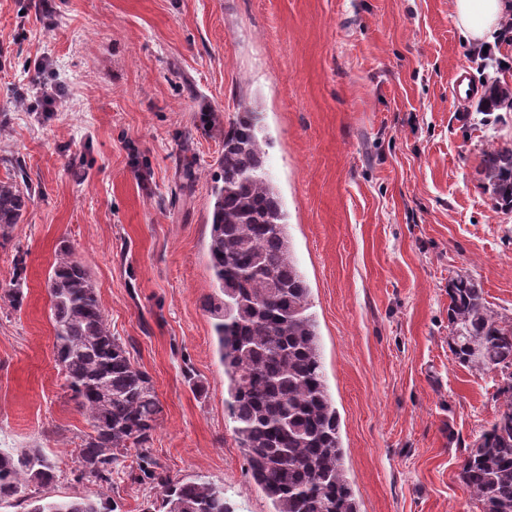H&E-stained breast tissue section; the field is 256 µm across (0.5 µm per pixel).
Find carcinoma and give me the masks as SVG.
I'll return each mask as SVG.
<instances>
[{
    "mask_svg": "<svg viewBox=\"0 0 512 512\" xmlns=\"http://www.w3.org/2000/svg\"><path fill=\"white\" fill-rule=\"evenodd\" d=\"M483 109H512V82L494 78ZM268 146L255 112L224 131L210 186L208 260L223 298L208 301L228 398L250 480L273 512H359L344 465L340 419L326 381L310 288L292 250L287 214L266 168ZM479 180L497 208L512 212V147L490 145ZM30 195L0 180V236L20 222ZM58 365L71 399L93 432L76 449L79 477L112 486V466L137 452L144 477L160 489L158 512H234L224 487L201 476L153 469V433L163 413L149 376L112 335L84 265L68 247L48 281ZM448 347L473 372L498 371L502 405L469 448L460 473L482 512H512V317L487 305L469 276L448 281ZM57 478L40 450L0 448V503L30 502L28 512H113L109 494L31 500Z\"/></svg>",
    "mask_w": 512,
    "mask_h": 512,
    "instance_id": "carcinoma-1",
    "label": "carcinoma"
}]
</instances>
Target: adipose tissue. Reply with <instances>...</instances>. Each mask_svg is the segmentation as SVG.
I'll list each match as a JSON object with an SVG mask.
<instances>
[{
  "label": "adipose tissue",
  "mask_w": 512,
  "mask_h": 512,
  "mask_svg": "<svg viewBox=\"0 0 512 512\" xmlns=\"http://www.w3.org/2000/svg\"><path fill=\"white\" fill-rule=\"evenodd\" d=\"M456 24L470 43L494 42L503 19L512 13V0H452Z\"/></svg>",
  "instance_id": "adipose-tissue-1"
}]
</instances>
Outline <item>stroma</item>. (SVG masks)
Listing matches in <instances>:
<instances>
[{"mask_svg": "<svg viewBox=\"0 0 512 512\" xmlns=\"http://www.w3.org/2000/svg\"><path fill=\"white\" fill-rule=\"evenodd\" d=\"M462 65L485 89L449 0H51L46 14L0 0V178L21 161L31 196L0 237V289L23 291L0 296V442L56 463L45 497L98 491L77 477L92 427L54 349L48 277L67 246L161 401L158 470L223 485L234 512H270L224 408L206 307L210 175L248 106L311 288L360 512H481L460 471L501 376L450 352L448 282L471 276L512 317V212L477 175L489 143L512 145V112L458 104ZM37 79L62 91L51 111ZM110 495L115 512H145L157 489L131 455Z\"/></svg>", "mask_w": 512, "mask_h": 512, "instance_id": "obj_1", "label": "stroma"}]
</instances>
